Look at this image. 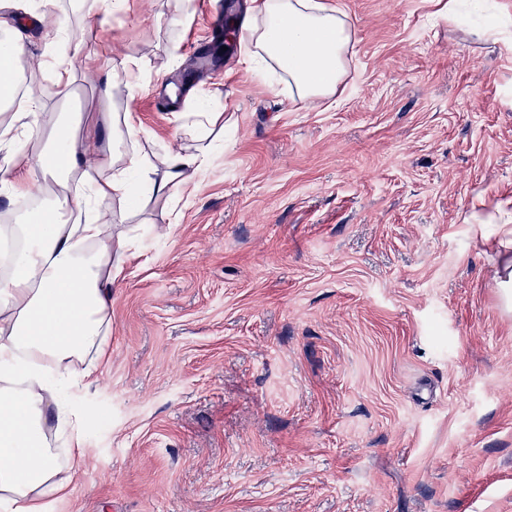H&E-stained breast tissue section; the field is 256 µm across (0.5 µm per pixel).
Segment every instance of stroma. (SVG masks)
I'll return each instance as SVG.
<instances>
[{
  "instance_id": "stroma-1",
  "label": "stroma",
  "mask_w": 512,
  "mask_h": 512,
  "mask_svg": "<svg viewBox=\"0 0 512 512\" xmlns=\"http://www.w3.org/2000/svg\"><path fill=\"white\" fill-rule=\"evenodd\" d=\"M129 0L93 46L139 60L143 151L216 148L193 190L151 199L112 287L108 357L76 392L90 453L49 512H512V0H337L344 93L308 109L237 42L178 111L215 0ZM497 24L494 35L477 28ZM37 69L58 34L24 33Z\"/></svg>"
}]
</instances>
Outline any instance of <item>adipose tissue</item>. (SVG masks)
<instances>
[{"instance_id":"obj_1","label":"adipose tissue","mask_w":512,"mask_h":512,"mask_svg":"<svg viewBox=\"0 0 512 512\" xmlns=\"http://www.w3.org/2000/svg\"><path fill=\"white\" fill-rule=\"evenodd\" d=\"M247 28L255 49L248 62L267 58L288 76V94L315 104L333 98L346 69L355 33L333 0H252ZM84 26L68 39V52L50 48L39 66L70 97L76 73L95 83L101 104L119 90L134 91L139 63L104 70L88 32L101 14L123 12L128 0H90ZM42 0L36 13L22 0H0L15 10L0 23V194L40 196L47 207L22 224L0 226L1 238L21 245L0 269V504L8 512H48L47 493L67 488L84 464L83 429L69 396L89 384L87 357L103 358L112 332V257L133 250L122 222L142 212L144 196L167 197L196 182L210 149L175 151L157 158L139 147L133 113L109 111L107 144L87 156L80 113L44 119L41 93L21 85L26 54L23 27L64 30ZM118 202L119 212L105 209ZM71 430L70 451L52 448L53 429Z\"/></svg>"}]
</instances>
